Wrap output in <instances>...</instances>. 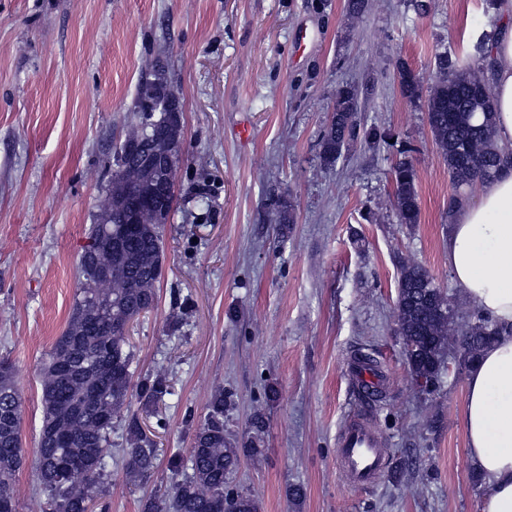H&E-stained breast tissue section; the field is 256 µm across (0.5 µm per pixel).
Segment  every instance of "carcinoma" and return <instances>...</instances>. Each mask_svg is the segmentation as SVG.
I'll return each mask as SVG.
<instances>
[{
	"label": "carcinoma",
	"mask_w": 512,
	"mask_h": 512,
	"mask_svg": "<svg viewBox=\"0 0 512 512\" xmlns=\"http://www.w3.org/2000/svg\"><path fill=\"white\" fill-rule=\"evenodd\" d=\"M488 41L477 47L471 61L443 50L434 58L435 83L423 94L413 69L396 63L401 92L411 101L426 98L428 124L436 145L448 163L456 190L496 176L503 155L495 142L491 89L485 79ZM168 63L157 55L148 63L149 78L163 89L170 84ZM360 90L347 86L336 97V106L320 139L324 164H335L357 140ZM136 125L115 148L121 159L130 145L129 165L112 170L109 201L112 237L103 234L100 222L91 227V245L79 261L80 288L67 324L44 357L41 368L42 420L35 461V476L47 494L45 512H89L107 493L112 466V423L136 397L141 408L157 416L159 406L173 395L167 373L158 369L133 381V353L129 326L157 305V262L163 256L160 225L145 212L134 230L126 228L132 183L147 189L161 174L141 168L150 150V137L162 132L158 113L141 107ZM393 205L398 221L419 223L420 205L416 172L408 161L391 172ZM396 325L413 383L429 393L441 383L442 358L450 352L459 365L470 367L481 352L506 327L475 310L460 323L451 313L448 293L437 286L421 265L399 262ZM231 395L217 387L207 413L196 424L189 454L171 451L167 468L171 485L161 497L151 493L140 500L141 512H258L248 492L232 484L241 457L262 455L265 421L251 420V436L244 446L224 435V408ZM21 396L14 368L0 371V512H17L15 475L24 465L21 445ZM65 435L56 443L54 436ZM122 461L126 481L139 485L151 476L161 456L159 442L146 434L136 417L126 426ZM68 458L79 471L68 479L58 476L60 459Z\"/></svg>",
	"instance_id": "1"
}]
</instances>
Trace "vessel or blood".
Here are the masks:
<instances>
[{
    "label": "vessel or blood",
    "mask_w": 512,
    "mask_h": 512,
    "mask_svg": "<svg viewBox=\"0 0 512 512\" xmlns=\"http://www.w3.org/2000/svg\"><path fill=\"white\" fill-rule=\"evenodd\" d=\"M336 462L361 485L377 482L386 467L380 435L364 418H350L336 436Z\"/></svg>",
    "instance_id": "b4317fda"
}]
</instances>
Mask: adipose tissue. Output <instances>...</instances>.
Here are the masks:
<instances>
[{
  "label": "adipose tissue",
  "instance_id": "obj_1",
  "mask_svg": "<svg viewBox=\"0 0 512 512\" xmlns=\"http://www.w3.org/2000/svg\"><path fill=\"white\" fill-rule=\"evenodd\" d=\"M501 34L489 58L496 137L512 154V0H498ZM448 266L466 302L512 324V164L482 182L478 201L460 207L448 235ZM467 454L482 478L481 512H512V334L470 369L464 403Z\"/></svg>",
  "mask_w": 512,
  "mask_h": 512
}]
</instances>
